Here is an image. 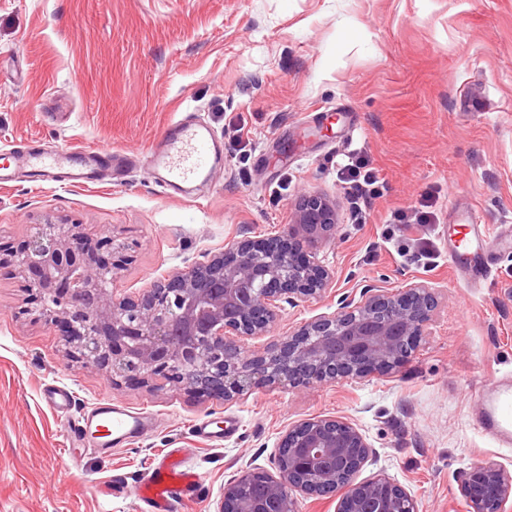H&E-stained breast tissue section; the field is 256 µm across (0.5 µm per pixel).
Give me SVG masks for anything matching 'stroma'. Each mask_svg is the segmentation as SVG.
Masks as SVG:
<instances>
[{
	"mask_svg": "<svg viewBox=\"0 0 512 512\" xmlns=\"http://www.w3.org/2000/svg\"><path fill=\"white\" fill-rule=\"evenodd\" d=\"M186 112L224 161L185 197L136 165L77 187L21 162L32 139L142 155ZM350 154L385 186L357 208L340 170ZM0 164L15 172L0 185V250L46 218L79 225L103 258V241L122 247L112 286L129 296L229 242L280 236L305 198L323 196L336 213L319 252L333 287L282 304L255 350L368 285L425 282L436 297L395 367L227 401L112 383L70 354L30 311L24 277L1 265L0 512H142L130 489L173 448L203 478L180 512H217L238 471H274L288 427L316 416L355 423L374 452L360 479L388 475L419 512H466L475 465L512 473V447L473 419L483 392L512 381V254L493 255L487 280L448 262L466 209L512 232V0H0ZM427 202L433 223H415ZM397 211L411 229L393 224ZM51 384L73 392L69 411L47 407ZM107 400L156 422L104 454L101 434L71 427Z\"/></svg>",
	"mask_w": 512,
	"mask_h": 512,
	"instance_id": "stroma-1",
	"label": "stroma"
}]
</instances>
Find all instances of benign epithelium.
Returning <instances> with one entry per match:
<instances>
[{
    "label": "benign epithelium",
    "instance_id": "benign-epithelium-1",
    "mask_svg": "<svg viewBox=\"0 0 512 512\" xmlns=\"http://www.w3.org/2000/svg\"><path fill=\"white\" fill-rule=\"evenodd\" d=\"M335 223L324 199L313 195L282 230L304 262L269 239H243L186 269L172 272L138 297L112 290L118 265L98 261L74 224H39L14 254L33 276L34 311L66 328L64 341L87 364L128 381L161 378L201 396L231 400L258 385L361 380L367 370L393 367L396 347L416 344L431 320L425 302L434 289L404 283L389 291L371 286L361 300L344 296L322 316L283 337L271 352L247 349L270 332L279 301L322 296L334 275L318 258L319 244ZM238 359L224 361V350ZM372 450L344 420L314 417L291 425L276 454L273 475L243 470L224 486L217 512H294L299 494L324 485L340 493L337 512H417L398 484L377 475L356 481ZM469 512H507L512 474L494 464L471 468L464 484Z\"/></svg>",
    "mask_w": 512,
    "mask_h": 512
}]
</instances>
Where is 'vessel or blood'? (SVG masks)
Listing matches in <instances>:
<instances>
[{"instance_id":"b4317fda","label":"vessel or blood","mask_w":512,"mask_h":512,"mask_svg":"<svg viewBox=\"0 0 512 512\" xmlns=\"http://www.w3.org/2000/svg\"><path fill=\"white\" fill-rule=\"evenodd\" d=\"M221 155L213 134L203 123L178 117L170 121L157 144L143 156L149 172L177 194H187L188 186L207 181ZM124 153H104L90 148L65 151L32 149L24 154L26 168L42 176H61L73 184H85L105 167L126 161ZM466 224L474 231L466 249L451 247L450 260L457 271L474 273L483 270L486 253L512 250V235H501L483 224L477 212H467ZM481 419L500 444L512 445V385L502 383L488 391L481 401ZM154 423L151 415H134L120 403L105 401L87 414L84 425H100L114 442L122 443L148 430ZM201 481L176 452L163 455L136 487V495L147 512H175L177 506L192 499Z\"/></svg>"}]
</instances>
